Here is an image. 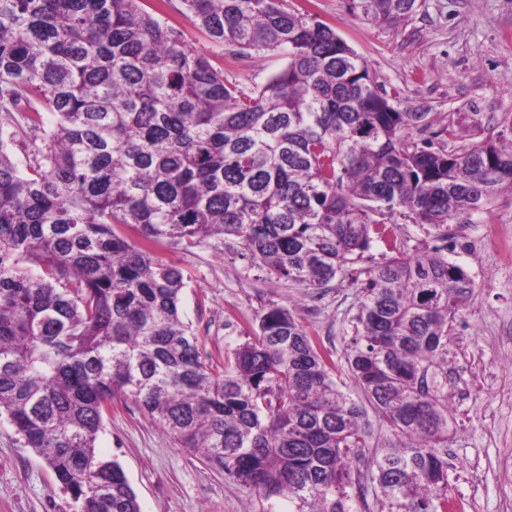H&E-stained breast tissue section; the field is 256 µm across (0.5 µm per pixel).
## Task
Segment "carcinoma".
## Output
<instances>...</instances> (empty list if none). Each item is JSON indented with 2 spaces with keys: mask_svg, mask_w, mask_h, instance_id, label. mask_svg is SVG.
Masks as SVG:
<instances>
[{
  "mask_svg": "<svg viewBox=\"0 0 512 512\" xmlns=\"http://www.w3.org/2000/svg\"><path fill=\"white\" fill-rule=\"evenodd\" d=\"M351 2L392 23L417 0ZM168 3L0 0V418L72 512H141L97 448L114 398L288 512H358L369 492L380 512H448V340L474 288L450 223L512 190V140H412L425 114L283 0H180L215 44L287 56L241 88L185 47ZM23 126L40 132L24 167L6 144ZM397 214L434 245L398 247ZM211 239L312 297L349 278L344 363L364 399L286 306L206 361L157 250ZM375 243L384 261L361 265ZM375 422L396 441L368 462Z\"/></svg>",
  "mask_w": 512,
  "mask_h": 512,
  "instance_id": "cac0c4a2",
  "label": "carcinoma"
}]
</instances>
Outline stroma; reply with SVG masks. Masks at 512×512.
Instances as JSON below:
<instances>
[{"instance_id":"35a3bbf8","label":"stroma","mask_w":512,"mask_h":512,"mask_svg":"<svg viewBox=\"0 0 512 512\" xmlns=\"http://www.w3.org/2000/svg\"><path fill=\"white\" fill-rule=\"evenodd\" d=\"M335 28L366 61L379 89L403 112L424 119L411 127L417 141L438 142L453 127L454 143L468 146L512 131V0H419L409 18L375 24L349 0H287ZM187 49L205 55L226 80L249 89L285 67L278 52L260 58L215 45L204 29L164 8ZM512 237V191L484 213L460 218L448 258L474 283L448 341V512H512V255L495 249L487 229ZM179 267L185 321L215 364L258 327L273 305L292 309L322 348L341 358L352 334L358 295L346 278L323 296L268 275L207 243L189 250L163 248ZM102 454L117 459L142 512H268L269 500L179 448L132 402L113 401L98 437ZM69 497L19 435L0 420V512H68Z\"/></svg>"}]
</instances>
